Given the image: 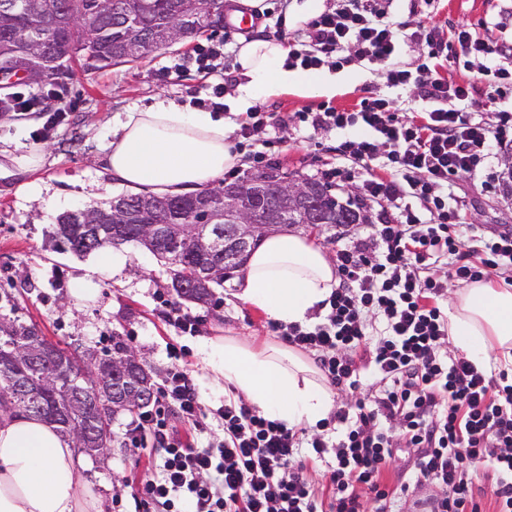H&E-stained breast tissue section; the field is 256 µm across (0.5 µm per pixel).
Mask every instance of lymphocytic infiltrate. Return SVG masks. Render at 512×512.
I'll return each instance as SVG.
<instances>
[{
	"mask_svg": "<svg viewBox=\"0 0 512 512\" xmlns=\"http://www.w3.org/2000/svg\"><path fill=\"white\" fill-rule=\"evenodd\" d=\"M393 0H336L290 39L285 63L305 70L340 68L350 61H385L387 82L429 102L428 110L400 116V103L366 97L353 112L330 108L288 117L259 103L235 132L237 150H251L256 166L282 145L294 127L306 139L322 131L357 129L336 148L343 163L325 179L348 180L352 167L365 171L357 186L361 204L378 205L365 236L337 242L339 284L321 304L320 322L278 325L288 345L313 356L330 385L345 396L342 407L314 430L272 420L244 399L208 410L188 372L170 369L151 409L126 427L133 448H152L158 471L127 482L131 512H319L318 490L298 461L297 450L324 462L329 473L328 512H393L410 487L430 483L439 492L429 512H484L474 491V472L485 466L495 512H512V377L488 376L464 354L448 353V319L437 301L449 281L493 276L512 283V227L473 234L460 221L453 179L481 171L493 149L512 148V109L496 124L479 117V82L493 84L497 98L512 97V70L499 64L512 45L474 37L468 25L444 35L417 24L404 34L394 20ZM428 48V64H394L402 37ZM479 59L478 82L448 84L437 78L450 47ZM267 134L263 150L253 138ZM385 156V175L375 162ZM448 262L446 274L437 273ZM384 333L371 337L372 318ZM379 388L359 390L362 371ZM221 421L224 437L197 448L169 422L199 425L207 412ZM413 456V472L399 486L381 480L398 453Z\"/></svg>",
	"mask_w": 512,
	"mask_h": 512,
	"instance_id": "obj_1",
	"label": "lymphocytic infiltrate"
}]
</instances>
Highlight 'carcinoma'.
I'll use <instances>...</instances> for the list:
<instances>
[{
    "mask_svg": "<svg viewBox=\"0 0 512 512\" xmlns=\"http://www.w3.org/2000/svg\"><path fill=\"white\" fill-rule=\"evenodd\" d=\"M224 26V0H22L21 6L0 12V75L22 66L25 59L40 64V51L48 46L54 65L44 78L64 83L67 63L83 54L91 69H103L150 56L161 45L146 40L168 28L187 39L206 30ZM276 173L222 181L212 189L180 196L127 194L138 198L145 210L124 212L107 205L112 223L100 232L89 224L97 209H86L89 223L70 211L56 219L57 246L76 254H87L108 246L139 242L143 225L164 222L190 231L200 219L199 198L248 192L240 206L259 224L274 226L272 232L309 223L307 206L285 208L280 200ZM311 207L321 212L329 227L363 224L366 215L352 200H341L319 181L301 182ZM152 253L164 261L170 288L182 299L203 306L215 304L213 289L224 286L227 274L245 266L247 258L224 265V273L209 280L198 275L202 260L189 244L178 256L168 250L162 237ZM85 375L86 379L79 378ZM38 385L37 394L22 390ZM157 387L147 362L122 341L112 342V353L78 354L47 341L33 325L0 317V413L38 418L72 440L76 448H110L111 425L122 413L149 406Z\"/></svg>",
    "mask_w": 512,
    "mask_h": 512,
    "instance_id": "obj_1",
    "label": "carcinoma"
}]
</instances>
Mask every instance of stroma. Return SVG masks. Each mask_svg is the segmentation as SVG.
Instances as JSON below:
<instances>
[{
  "label": "stroma",
  "mask_w": 512,
  "mask_h": 512,
  "mask_svg": "<svg viewBox=\"0 0 512 512\" xmlns=\"http://www.w3.org/2000/svg\"><path fill=\"white\" fill-rule=\"evenodd\" d=\"M393 13L443 30L457 24L471 25L476 35L495 42L512 37V0H395ZM240 33L228 28L210 30L198 38L163 47L147 58L88 70L82 58L70 63L66 100L70 105L63 125L42 140L34 135L45 119L36 112H0V316L36 325L48 341L67 347L73 344L95 352L111 350L113 338L144 357L162 381L172 365L187 368L195 379L203 402L212 408L223 404L224 384L204 366L198 355L210 336H238L262 346L277 339L269 316L243 302L239 274H231L217 289V302L201 306L185 300L178 306L201 322L192 335L175 332L160 312L161 299H174L170 274L147 249L136 243L118 246L124 263L119 271L102 265L104 251L79 256L57 250L51 234L57 217L78 208L103 205L125 193V186L107 169L105 156L118 119L133 107H145L157 98L180 104H195L210 98L214 84L225 70H237ZM223 43L224 54L214 60L211 75L187 66L196 43ZM185 63L180 75L169 67ZM387 63L351 62L341 70L306 71L309 79L323 78L327 92L302 93L295 89L268 95L281 112H304L330 107L358 109L365 97L396 98L403 89L389 86ZM288 142L277 155V170L296 179H320L325 164L333 162L334 146L344 139L341 131L320 133L315 141L288 130ZM38 156L36 169L26 167L27 158ZM47 185L42 195L26 194L27 183ZM452 194L462 206L463 220L483 233L512 226V194L485 189L480 179L460 178ZM92 276L97 296L77 300L75 288L84 276ZM180 350L172 358L171 350ZM130 415L112 422V442L107 456L81 455L78 475L91 484L105 505V512H125L117 500L124 495V478L155 468L158 459L148 450L127 447L123 433Z\"/></svg>",
  "instance_id": "35a3bbf8"
}]
</instances>
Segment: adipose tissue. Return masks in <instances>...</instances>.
<instances>
[{
  "mask_svg": "<svg viewBox=\"0 0 512 512\" xmlns=\"http://www.w3.org/2000/svg\"><path fill=\"white\" fill-rule=\"evenodd\" d=\"M272 40L243 44L237 62L241 100L288 89L295 79ZM236 162L223 119L160 98L128 111L112 135L106 164L127 185L175 194L209 184ZM337 285L329 255L299 234L271 235L252 252L241 295L269 317L306 323ZM448 335L479 368L498 356L512 364V285L487 281L452 292ZM203 362L224 388L288 427L313 426L333 407L332 392L311 362L276 342L254 348L229 336L209 337ZM70 439L34 418H0V512H103L78 476Z\"/></svg>",
  "mask_w": 512,
  "mask_h": 512,
  "instance_id": "1",
  "label": "adipose tissue"
}]
</instances>
